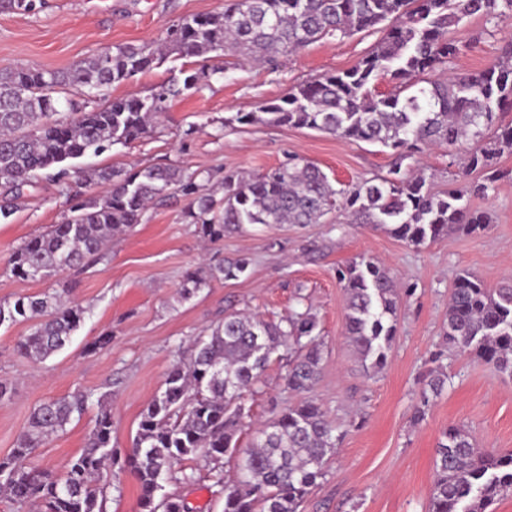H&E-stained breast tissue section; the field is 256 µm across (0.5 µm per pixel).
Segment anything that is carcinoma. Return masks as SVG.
Instances as JSON below:
<instances>
[{
	"instance_id": "1",
	"label": "carcinoma",
	"mask_w": 512,
	"mask_h": 512,
	"mask_svg": "<svg viewBox=\"0 0 512 512\" xmlns=\"http://www.w3.org/2000/svg\"><path fill=\"white\" fill-rule=\"evenodd\" d=\"M39 0H0V11L30 13ZM509 21L512 0H230L220 13L195 14L169 27L162 48L182 57L222 64L186 75L182 85L163 82L144 97H111L107 91L151 68L160 54L152 44L105 48L67 71H0V220L28 180L42 171L62 185L76 168L69 161L104 153L146 137L169 101L202 80L222 75L229 56L256 62L295 54L327 36L346 37L382 30L373 48L350 68L305 82L282 97L232 121L242 126L275 125L317 130L349 142L380 143L396 151L387 173L336 188L314 163L292 158L264 173L224 175L216 198L200 173L175 165L135 171L112 167L81 170L89 184H106L101 197L74 196L70 215L25 241L9 258L20 279H46L101 259L112 236L141 223L148 205L174 191L186 204L185 220L203 238L247 224H318L332 213L354 224H373L412 246L456 230L474 234L491 216L471 206L504 176L498 157L512 150V43L490 66L447 74L448 62L466 44L455 31L472 16ZM388 77L396 89L375 92ZM85 97L72 119L59 117L60 94ZM475 147L466 168L481 170L483 181L436 192L423 172L409 173L403 162L425 147ZM249 260L238 258L215 269L186 274L179 297L187 301L213 278L238 279ZM347 294L345 333L361 356L379 371L387 364L396 336L399 288L389 270L373 259L353 261L338 271ZM86 309L58 294L0 302V327L34 320L17 345L29 359L45 360L65 349ZM448 348L475 355L493 371L512 377V283L495 289L469 272L456 278L448 303ZM291 346L288 389L300 403L271 419L251 444L238 445L244 393L256 385L271 356ZM322 339L316 316L292 311L277 322L231 312L199 336L189 361L173 366L161 390L141 413L130 453L112 446V411L103 404L80 454L56 475L29 462L34 449L84 412L92 394L73 395L35 408L12 454L0 458V491L22 509L44 512H103L104 475L131 470L140 485L141 512H189L181 499L162 496L161 481L191 456L218 464L236 457L235 473L224 484V512H298L301 502L325 475L340 440L337 427L307 396L318 379ZM447 375L432 377L421 403L444 390ZM512 492V451L476 448L468 431L450 426L438 441L428 512H488Z\"/></svg>"
}]
</instances>
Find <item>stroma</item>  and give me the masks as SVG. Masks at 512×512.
<instances>
[{
	"mask_svg": "<svg viewBox=\"0 0 512 512\" xmlns=\"http://www.w3.org/2000/svg\"><path fill=\"white\" fill-rule=\"evenodd\" d=\"M225 0H45L31 13L0 11V71L74 68L105 48L163 39L182 18L223 11ZM464 52L450 71L464 73L494 63L512 40V21L467 19L456 33ZM379 33L314 42L299 53L258 65L231 58L223 76L198 84L171 101L154 133L129 146H114L78 159L81 168L174 163L209 175L219 188L225 172L257 174L298 156L318 165L331 182L350 185L384 173L391 149L347 142L307 128L233 124L236 112L282 97L294 86L354 65L379 40ZM200 58L169 55L133 79L112 86L111 96H144L154 86L203 67ZM467 147L416 153L408 168L425 170L434 190L482 179L464 172ZM106 194L102 185L78 181L64 187L45 175L31 178L8 222L0 221V302L53 289L82 305L85 318L64 350L44 362L21 357L17 345L34 323L0 327V380L12 388L0 403V458L9 456L34 408L73 394L94 396L81 417L36 448L33 461L62 472L85 447L101 403L112 407V444L129 451L141 413L179 361H188L193 339L208 333L233 311L270 321L289 311L311 309L321 336L322 360L313 398L343 434L325 475L301 512H426L434 481L435 449L444 429L464 427L479 448L512 451V377L491 371L476 357L448 349L443 334L456 277L476 275L490 288L512 280V179L497 181L488 197L473 199L491 224L477 234L448 235L420 247L370 224H340L328 215L321 224H255L204 240L182 218L185 201L174 195L150 206L142 223L115 236L102 260L50 279H21L8 263L13 250L61 223L73 193ZM247 258L245 276L218 280L196 297L179 301L187 271ZM382 262L401 288L397 333L381 371L367 368L345 334L347 296L337 271L352 261ZM111 332L105 347L93 343ZM289 348L273 355L260 382L245 396L248 445L258 424L299 403L286 386ZM446 371L451 384L431 399L422 420L414 415L422 382ZM235 460L214 464L184 460L166 475L163 494L185 500L193 512H223L216 473L232 475ZM139 486L131 471L113 478L104 512H140Z\"/></svg>",
	"mask_w": 512,
	"mask_h": 512,
	"instance_id": "35a3bbf8",
	"label": "stroma"
}]
</instances>
